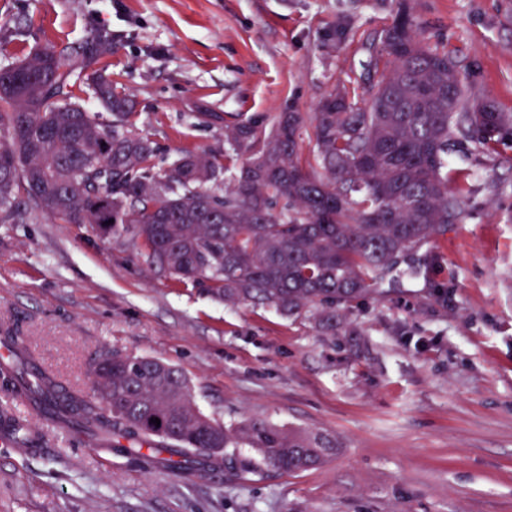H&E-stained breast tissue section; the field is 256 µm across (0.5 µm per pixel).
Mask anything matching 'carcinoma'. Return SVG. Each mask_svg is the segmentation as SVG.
Listing matches in <instances>:
<instances>
[{
  "instance_id": "obj_1",
  "label": "carcinoma",
  "mask_w": 512,
  "mask_h": 512,
  "mask_svg": "<svg viewBox=\"0 0 512 512\" xmlns=\"http://www.w3.org/2000/svg\"><path fill=\"white\" fill-rule=\"evenodd\" d=\"M351 17L324 30L344 43ZM112 38L44 49L23 63L28 82L0 72V223H14L18 199L62 224L132 235L160 273L202 286L231 306L267 305L308 317L336 335V309L380 285L414 278L400 263L463 220L448 158L464 143L491 156L512 147V114L470 99L448 50L431 45L409 0L370 44L354 87L336 86L313 114V149L298 144L302 118L288 106L273 122L235 113L224 121V153L183 151L167 167L130 127V100L93 70ZM91 79L115 123L73 101L72 78ZM236 167L224 193L211 190ZM81 189L78 200L67 189ZM94 394L67 389L22 352L0 362V391L44 418L85 434L148 467L200 476L233 467L250 448L288 473L323 464L336 437L266 421L223 424L203 413L172 365L109 351L92 361ZM159 419L155 426L151 419ZM0 434L35 447L25 423L0 413Z\"/></svg>"
}]
</instances>
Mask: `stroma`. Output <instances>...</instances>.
Here are the masks:
<instances>
[{
  "mask_svg": "<svg viewBox=\"0 0 512 512\" xmlns=\"http://www.w3.org/2000/svg\"><path fill=\"white\" fill-rule=\"evenodd\" d=\"M473 99L512 113V0H413ZM352 15L334 50L328 22ZM376 0H0V69L102 31L96 68L129 96L166 165L224 150L231 113L310 115L358 77L390 21ZM466 217L423 247L420 276L337 309L336 333L268 307L228 306L155 272L130 235L100 237L21 211L0 224V337L92 392L95 353L167 361L222 423L254 419L336 436L297 473L243 452L249 479L155 469L21 414L39 446L0 444V512H512V148L466 160Z\"/></svg>",
  "mask_w": 512,
  "mask_h": 512,
  "instance_id": "stroma-1",
  "label": "stroma"
}]
</instances>
